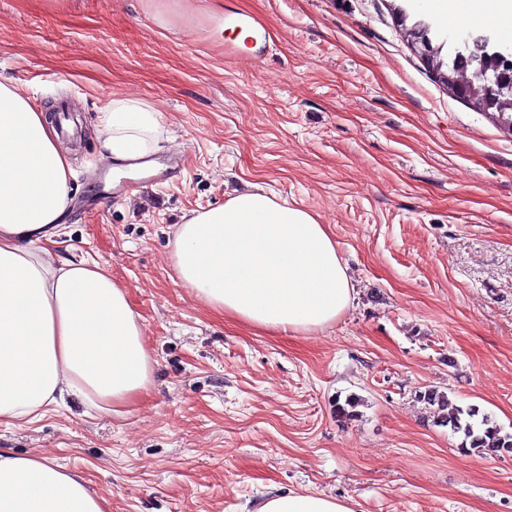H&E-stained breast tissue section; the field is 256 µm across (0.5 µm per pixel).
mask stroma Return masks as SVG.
<instances>
[{
    "label": "stroma",
    "mask_w": 512,
    "mask_h": 512,
    "mask_svg": "<svg viewBox=\"0 0 512 512\" xmlns=\"http://www.w3.org/2000/svg\"><path fill=\"white\" fill-rule=\"evenodd\" d=\"M433 43L512 37L426 0H0V77L37 109L68 105L72 217L46 258L125 288L152 358L122 414L69 399L0 448L81 472L110 512H253L279 493L354 512H512V452L466 454L420 392L512 431V134L448 90L401 24ZM265 32L224 62L237 26ZM160 113L163 184L111 198L98 116ZM255 184L326 224L354 300L284 336L211 309L176 279L184 215ZM359 400L353 418L337 401Z\"/></svg>",
    "instance_id": "obj_1"
}]
</instances>
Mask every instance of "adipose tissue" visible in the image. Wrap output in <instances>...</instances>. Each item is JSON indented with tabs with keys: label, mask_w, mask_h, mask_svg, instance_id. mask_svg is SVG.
I'll return each instance as SVG.
<instances>
[{
	"label": "adipose tissue",
	"mask_w": 512,
	"mask_h": 512,
	"mask_svg": "<svg viewBox=\"0 0 512 512\" xmlns=\"http://www.w3.org/2000/svg\"><path fill=\"white\" fill-rule=\"evenodd\" d=\"M101 150L116 162L158 148L160 115L138 98L100 113ZM47 115L0 80V421H32L71 395L121 413L150 385L151 359L127 292L83 261H47L66 223L67 153ZM177 279L213 310L250 327L300 333L349 308L336 242L307 209L257 191L193 213L174 239ZM0 512H109L87 480L43 457L0 450ZM255 512H351L338 500L275 493Z\"/></svg>",
	"instance_id": "adipose-tissue-1"
}]
</instances>
